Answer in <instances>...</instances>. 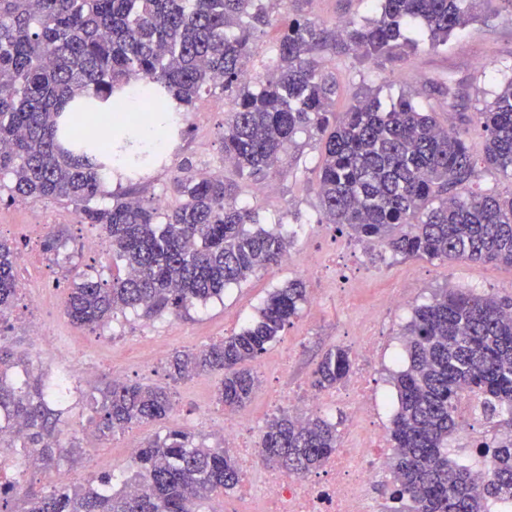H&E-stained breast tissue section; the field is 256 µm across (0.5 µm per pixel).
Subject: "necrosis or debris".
Instances as JSON below:
<instances>
[{
  "mask_svg": "<svg viewBox=\"0 0 512 512\" xmlns=\"http://www.w3.org/2000/svg\"><path fill=\"white\" fill-rule=\"evenodd\" d=\"M357 341L360 369L352 385L331 394L291 392L274 402L275 407L297 414L340 405L348 408L350 441L338 449L321 474L284 476L264 470L256 436L246 421L228 414L215 420L209 412H200L197 424L222 432L225 445L237 449L245 475L241 493L256 502L251 512H378L371 490L380 478L376 453L383 430L364 395L378 338L366 332Z\"/></svg>",
  "mask_w": 512,
  "mask_h": 512,
  "instance_id": "4bbe7bcc",
  "label": "necrosis or debris"
}]
</instances>
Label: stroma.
<instances>
[{
  "label": "stroma",
  "mask_w": 512,
  "mask_h": 512,
  "mask_svg": "<svg viewBox=\"0 0 512 512\" xmlns=\"http://www.w3.org/2000/svg\"><path fill=\"white\" fill-rule=\"evenodd\" d=\"M377 7L378 0H304L302 13L310 19L334 24L350 18L375 17ZM326 66L335 71L340 86L335 111H345L356 95L369 88L377 90L386 104L409 93L425 108L439 109L441 122L454 127L459 112L472 111L491 99L504 73L512 68V9L505 7L502 0H493L488 17L471 22L449 43L444 56H420L401 66L365 65L357 72L337 66L335 57L330 56ZM442 74L467 83L469 100L453 108H440L427 80ZM231 109L230 94L218 90L203 96L187 113L182 134L171 139L162 163L132 182L114 180L106 186L112 194L123 191L144 199L161 197L173 208L179 197L173 192L172 183L182 174V162L187 161L195 174L204 170L223 172L227 180L238 183L239 200L250 202L264 224L293 233L292 264L257 271L227 288L222 299L186 312L148 319L130 311L99 332L75 325L65 311L67 294L87 268L111 276V250L91 253L85 249V238L95 228L80 223L73 207L31 199L12 201L8 190L0 191V238L13 244L18 253L30 249L16 232L20 224L50 225L61 232L64 243L61 256L53 260L55 273L41 291L38 309H31L23 298H16L6 316L5 330L0 333L16 354L27 362L41 363L45 376L65 375L70 382L59 428L73 435L74 447L56 469L46 471L33 466L27 475L28 483L37 487L64 484L84 489L88 486L85 475L89 470L122 476L130 466L124 456L128 436L142 441L172 427L194 431L197 440L209 447H223L224 440L218 434L195 425L201 409H208L217 417L224 413L223 405L215 397L220 374L174 382L168 376L167 360H152L137 354L136 349L149 336L165 338L167 350L172 353L197 349L237 333L256 316L268 294L290 280H305L309 295L323 294L324 301L316 307L303 305L299 316L252 365L258 385L238 414L261 430L270 419L266 409L275 393L310 386L313 372L328 349H356L364 312L378 306L386 291H399L405 301L400 307L383 310L378 321L381 344L373 363L370 394L385 423L395 410L391 375L401 368V332L413 307L428 301L442 288H473L484 295L512 296L510 267L395 258L368 251L351 239L347 231L320 223L319 200L314 191L320 149L317 140L308 135L297 138L295 147L269 177L272 191L258 192L256 185L240 179L235 168L224 162V120ZM310 255L320 264L317 274L312 276L305 270ZM33 311L51 325L54 336L62 343L61 349L50 352L32 341L23 322ZM84 361L97 367L88 380L77 374ZM116 368L123 370L125 381L169 387L173 410L165 422L135 425L128 432L102 441L91 423L94 411L90 398L98 388L111 382Z\"/></svg>",
  "instance_id": "35a3bbf8"
}]
</instances>
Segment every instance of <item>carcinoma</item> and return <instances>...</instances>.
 Masks as SVG:
<instances>
[{
  "mask_svg": "<svg viewBox=\"0 0 512 512\" xmlns=\"http://www.w3.org/2000/svg\"><path fill=\"white\" fill-rule=\"evenodd\" d=\"M287 0H0V175L10 198L71 205L80 223L99 228L117 273L92 271L70 289L66 314L79 326L103 328L114 316L179 313L224 296L256 270L277 265L291 236L260 225L255 209L232 202L237 187L222 174L174 181L181 203L168 211L128 195L100 202L121 164L132 179L152 152L139 150L140 129L171 130L173 113L189 112L219 88L234 96L224 122V161L260 181L306 132L318 137L321 164L315 192L321 224L348 228L359 242L394 257L495 263L512 267V193L469 188L478 163L512 177V76L492 102L461 116L448 131L437 113L403 93L385 106L366 91L333 112L338 84L324 57L345 67L404 64L439 53L492 0H380L372 19L331 26L285 18L264 79L243 82L255 33L271 25ZM444 99L460 86L435 81ZM99 102L113 116L100 139L78 137L80 117ZM484 139L476 158L467 135ZM17 252L0 241V321L16 299ZM307 300L301 279L269 295L241 331L196 352H177L169 376L220 373L217 399L230 411L250 400L257 359ZM408 363L392 375L397 407L389 440L393 512H492L512 500V434L476 444L490 463L484 480L452 458L449 441L461 421L465 393L494 426L512 416V297L446 288L414 310L404 328ZM21 358L0 340V408L26 428L16 452L38 449L45 466L68 454L58 442L57 378L19 380L8 370ZM352 369L350 350H327L313 373L317 390L336 386ZM93 417L102 440L172 411L168 388L112 381ZM267 465L288 474L319 469L338 448L336 425L316 414H282L261 438ZM240 469L222 448L195 443L172 429L145 440L126 482L144 492L67 485L25 491L0 478V512H201L215 493L234 488Z\"/></svg>",
  "mask_w": 512,
  "mask_h": 512,
  "instance_id": "obj_1",
  "label": "carcinoma"
}]
</instances>
